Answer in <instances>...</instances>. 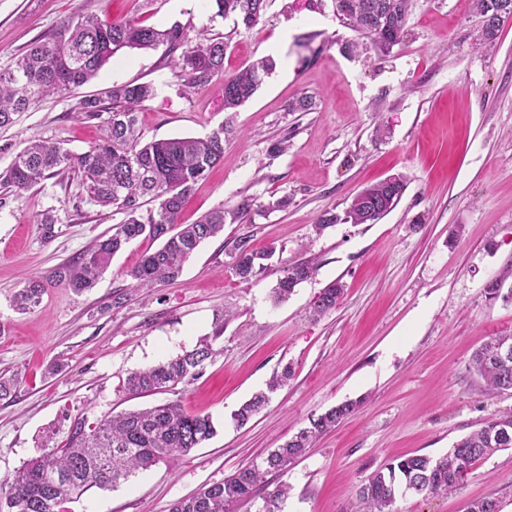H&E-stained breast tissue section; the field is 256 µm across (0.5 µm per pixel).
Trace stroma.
<instances>
[{
	"label": "stroma",
	"instance_id": "35a3bbf8",
	"mask_svg": "<svg viewBox=\"0 0 512 512\" xmlns=\"http://www.w3.org/2000/svg\"><path fill=\"white\" fill-rule=\"evenodd\" d=\"M77 13L222 37L228 75L266 56L275 67L228 112L220 82L188 92L163 49L121 50L73 97L47 99L0 129V168L34 138L87 150L100 131L76 112L77 99L147 83L144 141L231 129L223 160L195 185L181 222L245 198L252 210L203 242L177 281L130 291L127 271L158 247L139 238L95 288L77 295L47 286L41 304L21 314L9 303L13 289L47 275L122 217L87 203L74 175L8 198L0 207V374L20 382L0 398V480L64 441L74 419L176 401L211 415L216 435L67 506L169 512L281 446L311 417L353 401L354 413L269 479L289 485L282 512H361L359 487L386 463L443 455L512 412V392L488 393L471 366L483 343L512 334V302L486 291L497 278L512 288V20L485 45L470 0H411L405 40L381 57L348 51L358 36L340 25L334 0H268L248 30L218 17L212 0H0V68ZM301 98L312 100L311 111H289ZM280 141L286 151H275ZM389 177L401 178L405 191L377 223L315 232L323 212L343 215L361 189ZM282 197L287 209H269ZM47 210L58 228L49 242L35 222ZM242 237L274 250L248 284L233 271ZM302 262L315 264L314 275L274 301L284 268ZM337 280L345 286L340 304L312 316L321 290ZM203 343L212 354L195 378L154 395L126 390L130 372ZM287 366L292 378L269 391ZM264 391L267 405L236 427L233 412ZM480 498L512 512V448L473 464L456 492L406 497L392 510L465 512Z\"/></svg>",
	"mask_w": 512,
	"mask_h": 512
}]
</instances>
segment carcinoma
<instances>
[{"instance_id": "carcinoma-1", "label": "carcinoma", "mask_w": 512, "mask_h": 512, "mask_svg": "<svg viewBox=\"0 0 512 512\" xmlns=\"http://www.w3.org/2000/svg\"><path fill=\"white\" fill-rule=\"evenodd\" d=\"M334 2L336 18L367 39L365 48L386 55L403 40L409 0ZM473 2L483 18L482 39L492 43L503 25L496 15L498 5L504 2L512 6V0ZM214 3L218 15H233L247 29L258 23L267 6V0ZM159 45L167 47L171 64L179 70L185 88L201 89L222 79L224 109L230 112L250 100L275 67L272 59L264 58L226 76V44L221 37L198 33L192 38L179 24L158 30L134 21L115 23L95 15L77 14L32 41L11 67L0 69V128L11 125L15 115L48 98L70 97L75 88L93 79L118 50ZM152 95L153 88L148 84L126 83L113 86L104 98H85L79 102L78 111L85 118L98 121L102 131L101 138L88 150L75 154L58 143L34 139L0 169L3 200L50 178L77 173L88 203L110 207L123 215L112 234L94 240L47 277H35L17 289L12 295L16 311L23 313L38 306L48 283L77 294L93 288L114 256L139 237L160 240L162 245L127 272L131 288H153L174 281L200 243L224 232L226 217L239 221L248 213L250 203L243 201L230 213L221 207L193 224L179 223L186 197L224 158L227 130L221 125L205 137H173L143 145L137 114ZM404 190L399 178L363 188L344 212V221L375 223L392 210ZM36 223L44 241L55 237L52 213L39 214ZM234 250V271L244 282L256 277L263 269V261L272 254L268 249H252L242 238L236 241ZM313 273L314 266L309 263L285 267L274 288L275 299L288 298ZM343 295L341 282L329 284L313 303L314 315L335 309ZM504 347L512 349L511 334L486 342L472 359V367L491 392H512V361L505 365L494 358L496 351ZM210 355L206 344L133 372L126 379V389L133 396L174 389L195 377ZM266 401L265 394L255 395L232 415L234 423L246 425ZM355 409L356 403L345 402L311 418L309 426L283 445L223 480L204 485L192 496L176 501L170 512H231L237 503L255 498L262 500L258 512H281L288 485L273 486L267 475L286 472L314 439L336 427ZM500 426L512 428L511 413L485 422L440 457L410 455L384 465L359 487L358 497L365 512H391L396 500L407 495L429 496L457 490L470 465L503 448H512V434L496 435ZM214 435L216 427L210 416L189 414L177 401L122 412L93 426L83 418L77 419L62 445L23 462L11 477L0 481V497L9 498L10 512H62V505L91 488L112 489L140 470L188 455Z\"/></svg>"}]
</instances>
